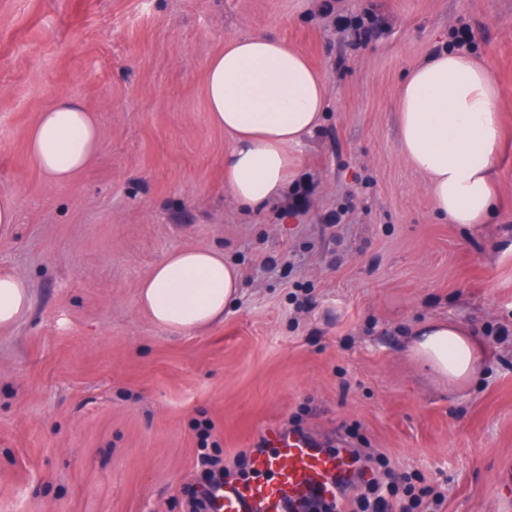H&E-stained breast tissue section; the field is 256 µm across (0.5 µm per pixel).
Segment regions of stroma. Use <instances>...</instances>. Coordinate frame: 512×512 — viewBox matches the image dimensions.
Listing matches in <instances>:
<instances>
[{"mask_svg": "<svg viewBox=\"0 0 512 512\" xmlns=\"http://www.w3.org/2000/svg\"><path fill=\"white\" fill-rule=\"evenodd\" d=\"M259 31L325 75L329 106L289 150L286 195L245 209L204 75L227 38ZM460 41L501 92L488 224L438 216L399 137L407 75ZM62 95L96 114L100 145L51 185L28 135ZM4 197L18 221L0 225V275L33 302L0 327V512H185L199 424L229 466L295 417L442 487L441 512H512V0H0ZM187 247L240 271L202 331L137 302ZM434 320L484 344L472 381L411 356Z\"/></svg>", "mask_w": 512, "mask_h": 512, "instance_id": "35a3bbf8", "label": "stroma"}]
</instances>
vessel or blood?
<instances>
[{
	"label": "vessel or blood",
	"instance_id": "b4317fda",
	"mask_svg": "<svg viewBox=\"0 0 512 512\" xmlns=\"http://www.w3.org/2000/svg\"><path fill=\"white\" fill-rule=\"evenodd\" d=\"M266 448L249 457L251 477L209 489L211 512H310L311 505L343 504L358 476L347 452H330L307 435L262 431Z\"/></svg>",
	"mask_w": 512,
	"mask_h": 512
}]
</instances>
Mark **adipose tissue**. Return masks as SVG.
Returning a JSON list of instances; mask_svg holds the SVG:
<instances>
[{
  "label": "adipose tissue",
  "instance_id": "1",
  "mask_svg": "<svg viewBox=\"0 0 512 512\" xmlns=\"http://www.w3.org/2000/svg\"><path fill=\"white\" fill-rule=\"evenodd\" d=\"M205 98L212 124L233 139L224 157V186L248 207L276 200L288 182V149L321 123L326 80L280 38L232 37L208 62ZM501 93L469 54L430 53L406 78L397 103L402 150L430 177L436 213L453 224H485L494 214L492 169L500 140ZM29 152L50 183H67L94 159V115L62 96L40 114ZM238 269L222 251L185 248L168 254L138 286L140 307L172 330L198 331L223 321L239 289ZM32 295L21 279L0 275V327L29 311ZM410 351L439 379L472 380L484 346L470 331L432 321L414 333Z\"/></svg>",
  "mask_w": 512,
  "mask_h": 512
}]
</instances>
